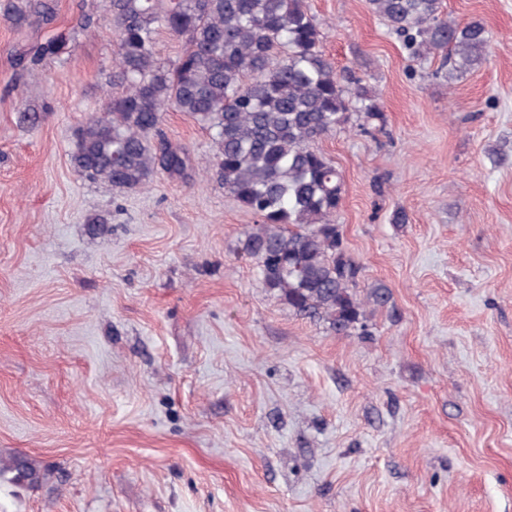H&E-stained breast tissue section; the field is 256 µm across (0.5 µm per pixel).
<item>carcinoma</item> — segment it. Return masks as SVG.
I'll list each match as a JSON object with an SVG mask.
<instances>
[{
	"label": "carcinoma",
	"mask_w": 512,
	"mask_h": 512,
	"mask_svg": "<svg viewBox=\"0 0 512 512\" xmlns=\"http://www.w3.org/2000/svg\"><path fill=\"white\" fill-rule=\"evenodd\" d=\"M374 14L416 58L438 56L445 75L461 76L484 59L490 34L480 20H448L444 0H368ZM114 42L113 78L123 91L73 133L71 162L84 179L137 191L161 170L188 177L187 151L160 128L173 108L210 131L211 177L257 218L244 252L263 287L294 312L319 318L338 335L368 330L367 301L354 292L361 266L347 256L334 216L342 175L318 147L350 123L384 122L362 79L322 50L323 33L303 0H105ZM51 0H18L10 19L55 21ZM184 40L169 65L158 60L160 28ZM62 43L39 44L35 59Z\"/></svg>",
	"instance_id": "cac0c4a2"
}]
</instances>
